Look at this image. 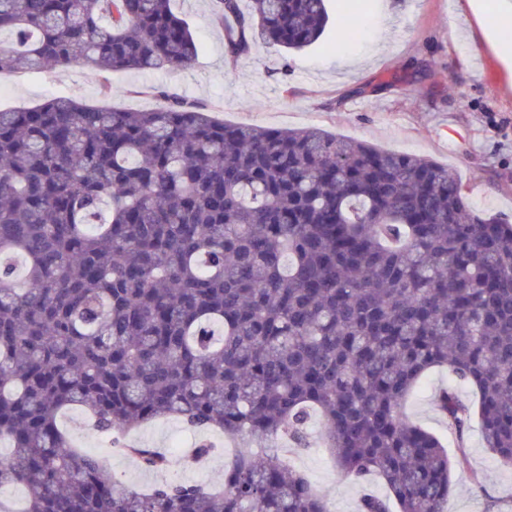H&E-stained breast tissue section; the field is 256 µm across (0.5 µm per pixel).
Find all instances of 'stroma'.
<instances>
[{
    "mask_svg": "<svg viewBox=\"0 0 512 512\" xmlns=\"http://www.w3.org/2000/svg\"><path fill=\"white\" fill-rule=\"evenodd\" d=\"M346 0H328L329 23L318 42L286 52L259 43L237 64H229L225 32L218 24V0H171L198 43L191 67L166 71H124L109 78L79 66L19 70L0 75V109L34 107L55 95L117 110L152 109L163 87L197 102L216 118L235 125L302 129L319 127L377 147L417 154L448 168L472 205L512 220V66L503 63L481 31L467 0H353L365 26L353 40L336 35ZM486 67L475 74L474 54ZM111 95H103V81ZM449 385L448 372L433 370L405 413L439 435L448 429L435 401ZM62 429L82 448L105 455L114 477L144 488L167 480L219 484L232 458L218 431H192L166 418L125 434L126 442L167 453L163 473L142 470L117 451L112 436L93 430L81 410L66 412ZM208 441L217 452L195 460L193 450ZM284 459L325 495L330 512H358L364 493H385L377 477L355 481L343 476L320 448ZM470 468L480 484L456 477L445 512H512V471L503 469L483 446L478 430L467 439Z\"/></svg>",
    "mask_w": 512,
    "mask_h": 512,
    "instance_id": "stroma-1",
    "label": "stroma"
}]
</instances>
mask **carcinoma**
<instances>
[{
	"label": "carcinoma",
	"mask_w": 512,
	"mask_h": 512,
	"mask_svg": "<svg viewBox=\"0 0 512 512\" xmlns=\"http://www.w3.org/2000/svg\"><path fill=\"white\" fill-rule=\"evenodd\" d=\"M249 2L220 0L232 61L257 38L306 48L328 22L324 0ZM3 33L0 73L187 68L198 53L170 0H0ZM155 95L149 111L69 97L0 111V489L27 488L20 512H329L276 443L307 447L315 413L336 466L386 485L359 512H443L453 473L481 481L474 422L511 469L512 222L430 159ZM436 367L478 395L437 397L455 457L403 411ZM73 407L109 435L175 417L252 449L222 489H135L60 428Z\"/></svg>",
	"instance_id": "1"
}]
</instances>
